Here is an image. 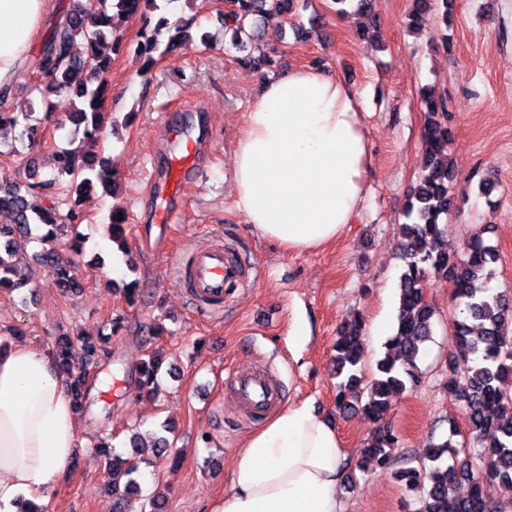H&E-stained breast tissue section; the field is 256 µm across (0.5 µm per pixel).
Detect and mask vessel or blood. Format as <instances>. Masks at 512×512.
Here are the masks:
<instances>
[{"label":"vessel or blood","instance_id":"b4317fda","mask_svg":"<svg viewBox=\"0 0 512 512\" xmlns=\"http://www.w3.org/2000/svg\"><path fill=\"white\" fill-rule=\"evenodd\" d=\"M205 145V137L196 128L171 125L165 128L167 172L152 183L149 197L152 222L159 230V238H166L169 226L179 221L173 201L187 175L198 172ZM183 275L198 306L220 309L224 306L226 288L240 281L241 268L226 260L223 247L213 246L193 251ZM232 390L237 401L255 414L264 413L282 398L265 375L257 372L236 373Z\"/></svg>","mask_w":512,"mask_h":512}]
</instances>
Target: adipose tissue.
Listing matches in <instances>:
<instances>
[{
	"label": "adipose tissue",
	"instance_id": "adipose-tissue-1",
	"mask_svg": "<svg viewBox=\"0 0 512 512\" xmlns=\"http://www.w3.org/2000/svg\"><path fill=\"white\" fill-rule=\"evenodd\" d=\"M54 0H0V91H13ZM371 147L361 93L326 69L289 67L251 100L232 158L237 208L287 252L336 242L360 214ZM52 354L0 346V512L44 499L81 444ZM346 451L313 403L283 408L243 440L217 512H342Z\"/></svg>",
	"mask_w": 512,
	"mask_h": 512
}]
</instances>
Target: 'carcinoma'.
<instances>
[{
	"label": "carcinoma",
	"instance_id": "1",
	"mask_svg": "<svg viewBox=\"0 0 512 512\" xmlns=\"http://www.w3.org/2000/svg\"><path fill=\"white\" fill-rule=\"evenodd\" d=\"M293 0H232L233 9L224 14V30L232 32L231 43L240 52L237 62L254 69L258 62L247 54L262 25L286 16ZM432 0H414L411 22L422 28ZM125 15H139L145 26L136 44V57L143 60L140 71L148 73L176 43L190 35L188 24L172 23L162 12L159 0H69L65 20L52 28L35 61L38 79L31 82L35 103L16 112L0 107V127L23 125V135L31 142H46L40 119L34 117L35 105L50 112L48 98L68 96L77 101L67 120L82 134L79 144L71 147L52 145L53 176L43 182L27 183L35 175V166L10 178H0V213L11 223L0 224V291L14 292L32 287L33 272L15 263L13 257L31 244L39 246L37 257L56 269V288L65 295L81 291L74 262L62 257L60 236L74 232L72 248L81 244L78 227L85 221L79 209L80 199L96 185L115 192L116 175L110 158L100 146L105 127L102 107L107 97L108 73L112 59L108 50L122 41L114 23L112 9ZM82 40L84 52L72 53V44ZM426 122L423 129L422 176L410 194L406 218L400 225L399 250L404 262L399 277L397 326L386 343L384 356L377 360L376 371L365 378L362 366L363 323L356 319L336 339V404L361 405L367 416L379 422L374 433L360 449V470L384 469L395 462L397 437L389 425L381 424L392 398L410 390L418 382L417 360L425 352L432 336L435 310L426 298L429 274L445 275L455 286V298L461 308L453 321V351L448 367L456 370L463 362V390L449 383L448 396L462 402L469 434L484 443L469 453L452 442L456 427L447 439L430 445L425 460L429 465L403 467L399 478L411 489L423 492L418 512H512V393L502 388L503 379L512 376V300L491 294L485 288L491 264L497 260L494 245L475 232L467 240L463 257L447 251L448 213L453 208L449 184L454 170L448 160L447 101L435 89H423ZM59 186L61 193L74 197L67 214L55 205L39 206L29 199V191ZM119 209L112 211V241L128 254L121 243L126 220L119 219ZM107 337L82 333L76 337L56 336L52 355L66 375L75 403L82 405L87 395L89 370L104 354ZM160 371L158 355L151 353L137 367L139 388L155 387ZM95 450L104 457L112 477L113 512H122V501L140 492L139 460L123 458L110 452L101 442ZM470 485L466 497L455 494L460 481Z\"/></svg>",
	"mask_w": 512,
	"mask_h": 512
}]
</instances>
